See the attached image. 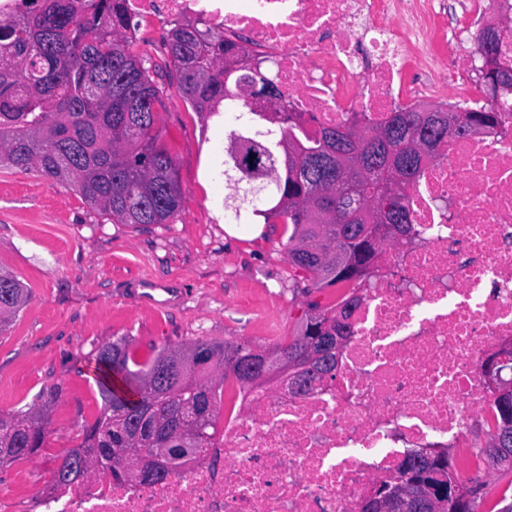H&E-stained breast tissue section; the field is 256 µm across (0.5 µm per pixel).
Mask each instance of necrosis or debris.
Wrapping results in <instances>:
<instances>
[{
    "mask_svg": "<svg viewBox=\"0 0 512 512\" xmlns=\"http://www.w3.org/2000/svg\"><path fill=\"white\" fill-rule=\"evenodd\" d=\"M131 33L149 40L188 17L244 35L252 74L282 90L270 139L358 115L379 127L418 104H496L494 128L451 138L410 186V235L386 241L358 294L334 380L293 396L232 385L209 444L175 477L114 483L104 474L38 497L0 484V512H361L415 450L454 449L467 481L486 462L476 423L495 393L481 372L512 360V98L467 83L466 40L512 0H465L455 26L443 0H126Z\"/></svg>",
    "mask_w": 512,
    "mask_h": 512,
    "instance_id": "necrosis-or-debris-1",
    "label": "necrosis or debris"
}]
</instances>
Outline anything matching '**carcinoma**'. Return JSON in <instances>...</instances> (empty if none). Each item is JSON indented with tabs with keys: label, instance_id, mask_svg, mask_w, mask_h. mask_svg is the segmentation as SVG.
<instances>
[{
	"label": "carcinoma",
	"instance_id": "obj_1",
	"mask_svg": "<svg viewBox=\"0 0 512 512\" xmlns=\"http://www.w3.org/2000/svg\"><path fill=\"white\" fill-rule=\"evenodd\" d=\"M24 8L0 21V164L36 170L66 183L98 213L118 224H167L178 215L182 192L175 162L158 130V85L145 60L130 50L125 31L130 22L122 0H24ZM197 37L177 25L165 37L177 88L194 111L213 115L230 100L252 110L239 94L242 83H263L260 73L238 80L224 69V50L237 43L197 20ZM467 123L499 120L492 107L464 111ZM433 113L410 108L394 112L377 128L351 117L302 142L294 134L274 142L258 124L231 128L237 154L224 153V174L245 185L252 208L233 196L224 207L246 212L252 224L292 226L288 256L313 287L345 288L340 304L312 305L281 352L296 371L291 392L302 393L333 379L339 365L338 339L351 335L350 318L359 304V284L368 278L385 239L411 232L408 188L420 174L424 154L416 149L439 137ZM284 160H279V157ZM390 206L386 222L350 221L359 212ZM27 303L21 284L0 272V333ZM256 346L248 341L222 344L194 341L165 345L143 363L120 340L101 345L95 354L105 404L81 443L63 456L55 485L67 486L101 472L120 483L134 480L131 468L142 465L145 480L179 475L183 461L170 462L161 448L186 444L200 449L218 415V397L227 379L251 387L267 380L243 376L239 365ZM140 394L132 400L117 383ZM62 386L42 390L34 411L0 417V465L37 454L43 447L48 412ZM482 453L493 467L512 472V381H498L496 423ZM430 489L436 512H512L507 495L489 501L486 485L474 479L456 482L443 454L413 453L402 463L400 481L379 485L362 512H431L415 496Z\"/></svg>",
	"mask_w": 512,
	"mask_h": 512
}]
</instances>
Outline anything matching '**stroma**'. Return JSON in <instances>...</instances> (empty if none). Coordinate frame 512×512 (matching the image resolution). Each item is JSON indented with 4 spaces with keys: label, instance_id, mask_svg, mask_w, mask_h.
<instances>
[{
    "label": "stroma",
    "instance_id": "stroma-1",
    "mask_svg": "<svg viewBox=\"0 0 512 512\" xmlns=\"http://www.w3.org/2000/svg\"><path fill=\"white\" fill-rule=\"evenodd\" d=\"M134 52L161 89L156 110L183 195L174 221L115 224L67 185L0 168V270L30 293L0 335V415L37 407L43 388L62 384L37 457L54 466L101 412V344L127 338L140 363L167 344H270L294 335L309 304L328 296L291 266L287 225L256 238L227 231L232 189L208 162L229 144L221 119L199 115L177 90L166 49ZM34 460L1 467L0 481L30 476Z\"/></svg>",
    "mask_w": 512,
    "mask_h": 512
}]
</instances>
